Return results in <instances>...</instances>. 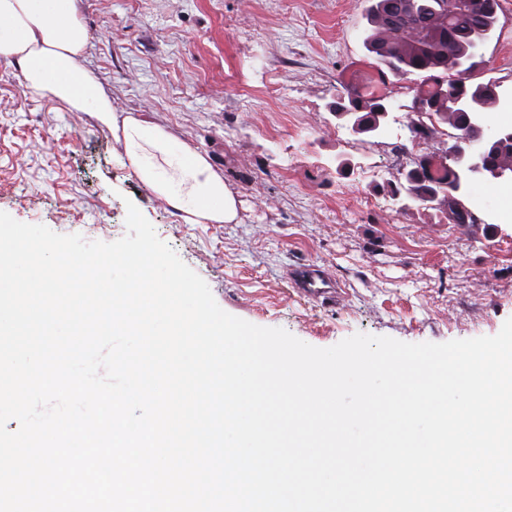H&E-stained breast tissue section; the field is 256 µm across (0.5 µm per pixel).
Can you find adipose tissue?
<instances>
[{"instance_id": "1", "label": "adipose tissue", "mask_w": 512, "mask_h": 512, "mask_svg": "<svg viewBox=\"0 0 512 512\" xmlns=\"http://www.w3.org/2000/svg\"><path fill=\"white\" fill-rule=\"evenodd\" d=\"M87 44L76 0H0V59L17 64L31 97L93 113L133 174L186 223H237V193L223 172L149 114L116 111L83 64Z\"/></svg>"}]
</instances>
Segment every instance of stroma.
Listing matches in <instances>:
<instances>
[{
  "label": "stroma",
  "instance_id": "stroma-1",
  "mask_svg": "<svg viewBox=\"0 0 512 512\" xmlns=\"http://www.w3.org/2000/svg\"><path fill=\"white\" fill-rule=\"evenodd\" d=\"M85 66L114 104L151 112L206 153L237 193L239 223L188 224L125 166L89 112L34 99L0 61V211L88 241L126 233L134 203L227 313L328 348L357 333L407 343L496 335L512 317V212L500 188L447 205L392 195L400 155H432L454 129L424 114L419 83L392 77L377 135L334 115L343 74L374 61L369 0H77ZM470 83L493 82L512 107V0ZM315 266L335 302L303 295L291 269Z\"/></svg>",
  "mask_w": 512,
  "mask_h": 512
}]
</instances>
